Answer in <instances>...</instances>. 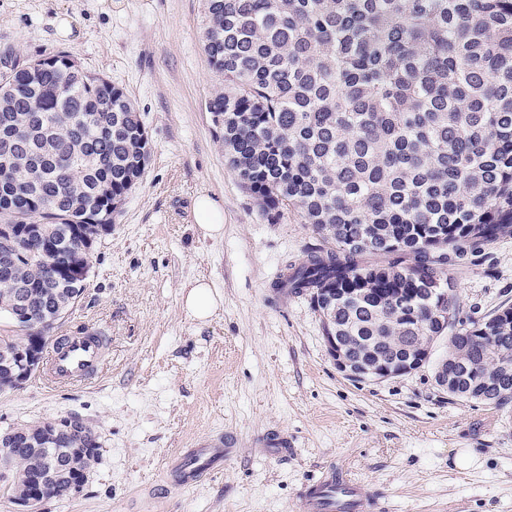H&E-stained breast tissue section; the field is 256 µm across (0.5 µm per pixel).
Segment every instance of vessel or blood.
I'll return each instance as SVG.
<instances>
[{"instance_id":"obj_1","label":"vessel or blood","mask_w":512,"mask_h":512,"mask_svg":"<svg viewBox=\"0 0 512 512\" xmlns=\"http://www.w3.org/2000/svg\"><path fill=\"white\" fill-rule=\"evenodd\" d=\"M111 343L102 335L67 336L52 346L43 384L64 386L91 382L102 374ZM237 440L204 439L175 457L169 471L184 487L220 471ZM380 504L368 485L353 477L323 475L308 483L297 502L298 512H378Z\"/></svg>"}]
</instances>
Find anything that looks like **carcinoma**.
<instances>
[{
    "label": "carcinoma",
    "mask_w": 512,
    "mask_h": 512,
    "mask_svg": "<svg viewBox=\"0 0 512 512\" xmlns=\"http://www.w3.org/2000/svg\"><path fill=\"white\" fill-rule=\"evenodd\" d=\"M202 47L225 162L267 216L292 208L324 240L288 285L325 334L386 364L443 341L448 394L511 404L512 306L461 320L449 266L512 236V0H204ZM147 145L128 96L72 55L3 58L0 353L31 344L15 308L40 320L84 288L56 266L89 264L74 229L112 223ZM423 288L448 296L404 312ZM99 447L86 426L49 451L0 450V498L29 492L49 454L88 477L97 457L70 449Z\"/></svg>",
    "instance_id": "1"
}]
</instances>
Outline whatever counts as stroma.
I'll return each mask as SVG.
<instances>
[{
	"label": "stroma",
	"instance_id": "35a3bbf8",
	"mask_svg": "<svg viewBox=\"0 0 512 512\" xmlns=\"http://www.w3.org/2000/svg\"><path fill=\"white\" fill-rule=\"evenodd\" d=\"M202 10V0H0V58L70 52L124 90L150 147L142 182L90 255L82 299L54 331L110 336L105 374L0 391V430L76 415L101 437L80 492L41 512H295L305 484L331 468L365 481L385 512H512V409L448 396L429 365L350 380L309 295L281 287L321 239L297 213L269 220L226 164L207 110L216 77ZM202 193L224 211L221 237L195 224ZM454 277L464 321L512 304V236L465 256ZM198 280L220 299L204 321L183 301ZM271 430L287 435V453L259 446ZM228 431L238 446L223 470L180 488L173 455Z\"/></svg>",
	"mask_w": 512,
	"mask_h": 512
}]
</instances>
